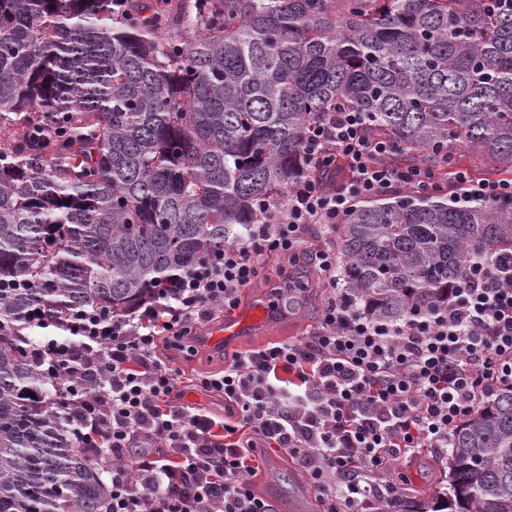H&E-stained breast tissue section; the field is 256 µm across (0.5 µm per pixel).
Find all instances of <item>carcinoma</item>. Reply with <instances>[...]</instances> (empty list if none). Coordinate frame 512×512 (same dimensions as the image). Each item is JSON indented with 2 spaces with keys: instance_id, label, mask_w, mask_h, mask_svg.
Wrapping results in <instances>:
<instances>
[{
  "instance_id": "cac0c4a2",
  "label": "carcinoma",
  "mask_w": 512,
  "mask_h": 512,
  "mask_svg": "<svg viewBox=\"0 0 512 512\" xmlns=\"http://www.w3.org/2000/svg\"><path fill=\"white\" fill-rule=\"evenodd\" d=\"M0 0V512H105L110 485L21 331L32 311L121 314L259 222L322 114L397 144L390 165L466 144L512 175V6L485 0ZM69 117L59 141L28 137ZM512 248V208L433 190L361 200L339 287L399 321ZM448 490L399 512H512V386L448 443Z\"/></svg>"
}]
</instances>
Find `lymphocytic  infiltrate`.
<instances>
[{"mask_svg": "<svg viewBox=\"0 0 512 512\" xmlns=\"http://www.w3.org/2000/svg\"><path fill=\"white\" fill-rule=\"evenodd\" d=\"M391 141L369 135L362 113L339 109L304 145L306 175L283 204L218 260L155 289L143 309L115 315L71 311L67 337L35 349L53 387L51 403L70 407L73 445L105 443L112 471L109 512H273L250 478L255 441L277 445L306 470L322 512H376L401 492L391 470L400 455L443 452L451 433L494 388L512 383V284L478 268L451 288L448 302L392 323L331 293L320 325L298 343L275 344L225 365L202 387L223 394L229 419L215 423L174 404L179 374L165 352L193 324L232 313L272 255L301 251L307 225L336 227L363 198L400 186L425 190L427 168H391ZM348 178L326 189L316 176ZM458 203L512 207V178L481 179L465 166L448 178ZM163 442L168 457L155 455ZM136 467H128V458Z\"/></svg>", "mask_w": 512, "mask_h": 512, "instance_id": "1", "label": "lymphocytic infiltrate"}]
</instances>
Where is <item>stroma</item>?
Masks as SVG:
<instances>
[{
	"label": "stroma",
	"mask_w": 512,
	"mask_h": 512,
	"mask_svg": "<svg viewBox=\"0 0 512 512\" xmlns=\"http://www.w3.org/2000/svg\"><path fill=\"white\" fill-rule=\"evenodd\" d=\"M279 289L281 298L299 301V310L282 309L271 323L253 334L243 337L235 349L222 351L199 349L191 358L178 359L176 367L181 374V383L174 393V402L188 409L220 421L224 418V398L221 394L204 390L201 377L222 370L234 355L263 348L273 342H295L308 336L319 324L330 285L324 277L301 276L297 264L273 259L262 270L257 280L241 292V306H248L258 297ZM259 468L252 481L256 493L274 504L277 512H289L287 503L300 499V512H318L319 501L303 468L288 467V454L281 449L259 444L253 451ZM288 469L286 480L273 476L274 470ZM394 477L401 487L402 495L411 500L426 499L435 492L445 490L448 485V466L437 454L425 451L413 458L397 459L393 466Z\"/></svg>",
	"instance_id": "1"
}]
</instances>
